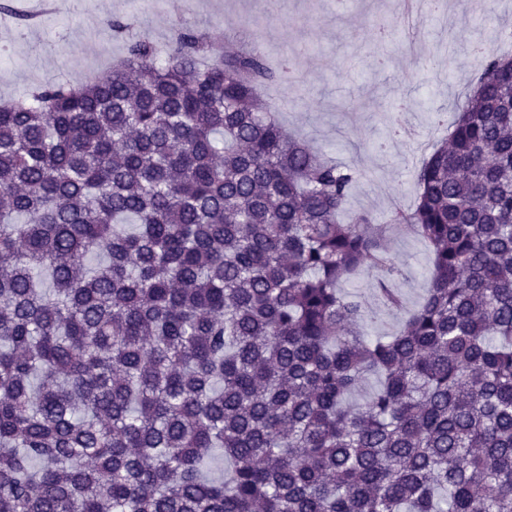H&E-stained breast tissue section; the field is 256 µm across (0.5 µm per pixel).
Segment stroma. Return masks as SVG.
I'll list each match as a JSON object with an SVG mask.
<instances>
[{"mask_svg": "<svg viewBox=\"0 0 512 512\" xmlns=\"http://www.w3.org/2000/svg\"><path fill=\"white\" fill-rule=\"evenodd\" d=\"M16 0H0V100L72 75L102 73L127 52V41L108 21L127 22L135 34L165 49L174 31L188 23L216 39L257 41L270 59L300 45L312 48L299 61L300 81H277L265 92L281 105L282 121L314 148L363 174L347 208L365 212L385 227L384 246L402 265L395 286L402 295L397 309L384 307L370 277L350 284L375 313L372 331L395 333L419 305L427 288L430 253L405 225L391 223L394 211L410 210L417 198L414 172L434 146L452 130L455 105L473 91L487 60L512 55V46L469 53L467 41L512 32V8L504 0H448L447 24L422 16L423 42L409 45L399 37L377 43L376 24L396 23L402 0H153L139 8L135 0H60L56 12L32 24L16 13ZM390 59L378 70L379 55ZM411 102L412 140L395 142L388 158L371 148L388 126L399 121L393 109L399 96Z\"/></svg>", "mask_w": 512, "mask_h": 512, "instance_id": "stroma-1", "label": "stroma"}]
</instances>
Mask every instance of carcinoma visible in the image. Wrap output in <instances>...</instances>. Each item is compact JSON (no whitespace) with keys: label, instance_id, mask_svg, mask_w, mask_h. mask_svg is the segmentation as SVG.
Segmentation results:
<instances>
[{"label":"carcinoma","instance_id":"cac0c4a2","mask_svg":"<svg viewBox=\"0 0 512 512\" xmlns=\"http://www.w3.org/2000/svg\"><path fill=\"white\" fill-rule=\"evenodd\" d=\"M212 49L0 104V512H512V60L393 214L429 284L372 337L343 285L398 308L401 269L361 173L259 93L288 64Z\"/></svg>","mask_w":512,"mask_h":512}]
</instances>
